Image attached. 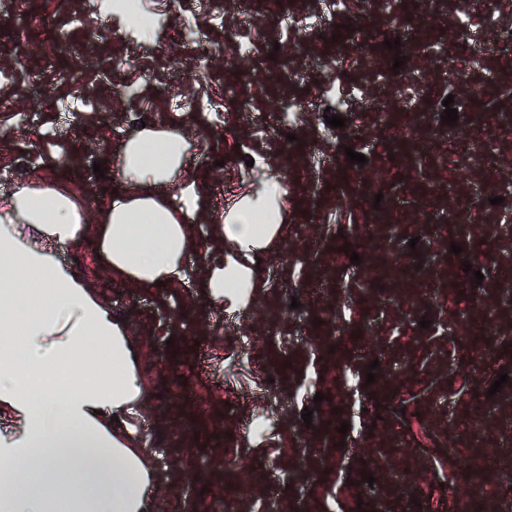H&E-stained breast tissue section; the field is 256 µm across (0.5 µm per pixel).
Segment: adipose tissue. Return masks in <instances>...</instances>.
I'll use <instances>...</instances> for the list:
<instances>
[{"label":"adipose tissue","mask_w":512,"mask_h":512,"mask_svg":"<svg viewBox=\"0 0 512 512\" xmlns=\"http://www.w3.org/2000/svg\"><path fill=\"white\" fill-rule=\"evenodd\" d=\"M186 139L145 127L124 142V189L89 225L58 186L17 184L0 198V512H156L164 477L141 446L146 386L128 323L56 251L94 236L106 268L145 288L184 279L189 220L200 196L184 178ZM278 182L241 196L216 226L223 261L202 288L216 303H251L256 258L280 236L261 213L281 206Z\"/></svg>","instance_id":"adipose-tissue-1"}]
</instances>
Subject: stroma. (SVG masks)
Segmentation results:
<instances>
[{"label":"stroma","mask_w":512,"mask_h":512,"mask_svg":"<svg viewBox=\"0 0 512 512\" xmlns=\"http://www.w3.org/2000/svg\"><path fill=\"white\" fill-rule=\"evenodd\" d=\"M157 24L147 33L129 29L112 15L107 0H0V97L15 108L0 112V196L21 181L46 179L68 189L89 223L122 190L116 180L117 153L142 124L184 131L189 138L188 174L207 213L193 225L195 250L185 259L186 277L172 286L131 288L101 268L93 238L58 256L87 276L105 302L129 318L141 342L140 371L148 384L143 434L158 468L171 474L183 459L198 471L168 496L164 512H193L220 502L227 512H440L449 494L470 496L469 512H493L494 503L473 495L478 484L512 486V380L502 389L479 379L473 351L512 360V333L475 336L466 343L421 328L407 305L405 273L382 232L400 224L406 238L425 237L434 273L419 298L424 318H464L470 302L452 307L444 288L448 265L446 234L427 233L414 202L425 184L454 181L472 199L483 189L467 173L442 168L453 147L439 136L431 114L438 108L444 64L420 58L416 74H433L430 87L414 83L390 115V125L371 121L367 104L384 96L380 50L335 41L343 26L363 24L374 36L393 26L419 23L417 0H343L328 11L324 0H213L175 12L168 0H141ZM435 20L424 38L441 45L470 42L461 60V89L473 98L465 135L482 150L498 152L507 141L505 111L495 95L512 80V63L480 43L478 32L448 23V0H429ZM224 23L212 25L211 11ZM316 15L318 37L295 42L282 24L286 12ZM42 17L45 28L27 35L18 51L15 34L27 17ZM67 28L69 48L56 47L51 29ZM100 28L104 38L90 40ZM244 45L232 56L227 39ZM126 67H115L118 59ZM287 80H278L280 70ZM130 87L114 98V85ZM234 86L251 111L203 112L199 105ZM41 100H33L32 89ZM350 100L359 145L374 165L367 187L400 182L404 195H385L370 208L348 190L338 165L341 141L316 118L340 95ZM182 96L179 111L168 109ZM72 99L74 130L54 112L59 99ZM300 110L292 139L275 135L279 111ZM417 122L409 135L394 128L402 115ZM321 163L311 170V188L298 186L295 171L310 155ZM106 171H93L95 162ZM287 188L284 232L259 265L264 283L249 307L233 301L212 306L201 290L205 265L223 260L224 251L209 218L223 213L227 200L257 189L269 178ZM222 183L224 196L214 192ZM470 251L484 247L485 227L496 230L500 264L512 265V216L504 211H472ZM368 224L374 261L355 271L340 269L335 255L348 244L352 225ZM322 287L315 301L291 308L288 287ZM379 367L367 382L371 362ZM358 383V397L337 393ZM323 401H315L316 393ZM367 403L359 432L340 433L357 402ZM314 405L304 423L301 405ZM482 427L481 437L466 427ZM483 460L481 471L460 469L448 448ZM373 482H365L364 473Z\"/></svg>","instance_id":"stroma-1"}]
</instances>
